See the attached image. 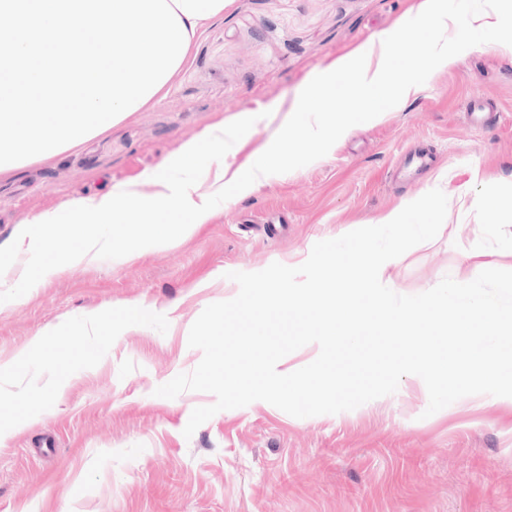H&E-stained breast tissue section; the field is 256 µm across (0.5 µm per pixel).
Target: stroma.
<instances>
[{
    "instance_id": "1",
    "label": "stroma",
    "mask_w": 512,
    "mask_h": 512,
    "mask_svg": "<svg viewBox=\"0 0 512 512\" xmlns=\"http://www.w3.org/2000/svg\"><path fill=\"white\" fill-rule=\"evenodd\" d=\"M421 0H234L194 43L162 96L81 148L0 178V247L34 216L137 185L218 121L255 117L223 163L249 168L294 112L303 88L382 41ZM495 103L471 123L469 101ZM436 160L393 181L405 152ZM512 181V47L485 43L441 64L328 154L268 176L214 208L188 238L79 263L0 303V512H512V404L461 398L425 416L415 375L393 394L338 414L296 418L255 401L216 413L192 437L208 392L155 389L202 359L189 347L209 304L234 298L233 271L302 264L316 242L377 225L441 189L438 235L408 252L393 291L444 277L512 270V210L479 208ZM151 308L127 323L123 305Z\"/></svg>"
}]
</instances>
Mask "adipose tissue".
Here are the masks:
<instances>
[{"label":"adipose tissue","instance_id":"ef3b65f1","mask_svg":"<svg viewBox=\"0 0 512 512\" xmlns=\"http://www.w3.org/2000/svg\"><path fill=\"white\" fill-rule=\"evenodd\" d=\"M232 0H0V175L141 111ZM85 42L81 58L70 49ZM27 111H15L16 100Z\"/></svg>","mask_w":512,"mask_h":512}]
</instances>
